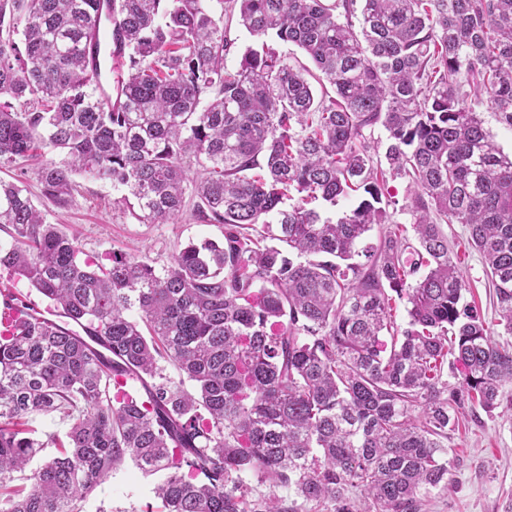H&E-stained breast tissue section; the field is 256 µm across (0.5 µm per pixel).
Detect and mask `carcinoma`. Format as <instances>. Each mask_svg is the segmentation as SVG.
I'll use <instances>...</instances> for the list:
<instances>
[{"mask_svg": "<svg viewBox=\"0 0 512 512\" xmlns=\"http://www.w3.org/2000/svg\"><path fill=\"white\" fill-rule=\"evenodd\" d=\"M227 2L259 41L234 69L212 0H0V166L50 153L34 175L57 206L84 176L112 182L140 224L175 222L190 197L196 220L224 226L223 242L160 267L83 258L26 186L0 179V271L45 307L15 293L23 311L0 330V512H83L128 462L160 475L164 512H425L424 493L452 485L458 413L512 412V345L465 301L431 217L465 226L512 335V155L476 110L512 128V0ZM102 4L127 58L110 107ZM377 126L382 161L368 154ZM353 193L336 219L309 207ZM37 414L66 420L65 438L32 437Z\"/></svg>", "mask_w": 512, "mask_h": 512, "instance_id": "cac0c4a2", "label": "carcinoma"}]
</instances>
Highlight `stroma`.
Instances as JSON below:
<instances>
[{
  "mask_svg": "<svg viewBox=\"0 0 512 512\" xmlns=\"http://www.w3.org/2000/svg\"><path fill=\"white\" fill-rule=\"evenodd\" d=\"M23 178L35 204L53 224L61 225L87 254L121 251L132 256H148L157 264H167L172 254L191 240H222L223 227L202 224L183 216L175 224H141L115 206L119 190L111 182L82 180L73 203L57 208L42 196L34 174H22L20 167L0 168V178ZM443 230L448 243L460 256L459 272L467 283V299L480 306L494 341H506L493 302V289L479 252L467 244L463 225L447 224ZM448 460L453 484L448 492H429L430 512H502L512 498V423L500 414L465 412L456 428L448 433ZM155 477L145 476L133 464L112 472L89 495L85 512H142L154 500Z\"/></svg>",
  "mask_w": 512,
  "mask_h": 512,
  "instance_id": "1",
  "label": "stroma"
}]
</instances>
